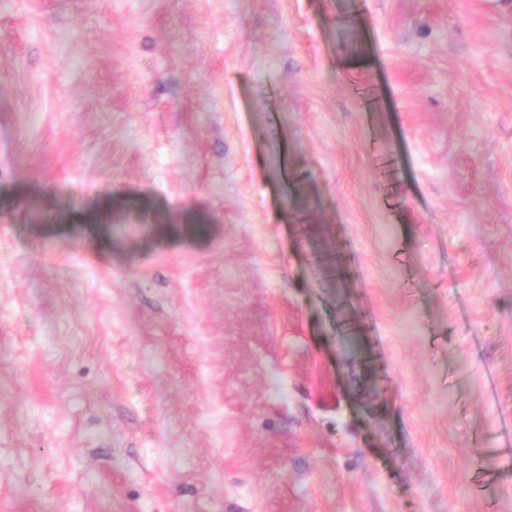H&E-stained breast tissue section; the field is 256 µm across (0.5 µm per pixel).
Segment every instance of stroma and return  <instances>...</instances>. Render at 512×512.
<instances>
[{"label":"stroma","mask_w":512,"mask_h":512,"mask_svg":"<svg viewBox=\"0 0 512 512\" xmlns=\"http://www.w3.org/2000/svg\"><path fill=\"white\" fill-rule=\"evenodd\" d=\"M0 512H512V0H0Z\"/></svg>","instance_id":"stroma-1"}]
</instances>
